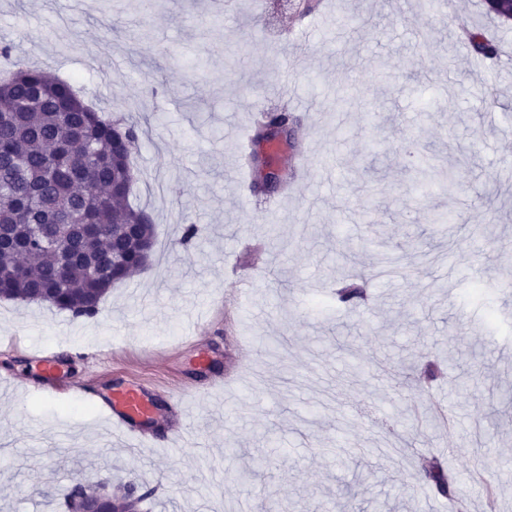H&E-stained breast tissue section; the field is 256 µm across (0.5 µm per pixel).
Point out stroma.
I'll return each mask as SVG.
<instances>
[{
	"label": "stroma",
	"mask_w": 512,
	"mask_h": 512,
	"mask_svg": "<svg viewBox=\"0 0 512 512\" xmlns=\"http://www.w3.org/2000/svg\"><path fill=\"white\" fill-rule=\"evenodd\" d=\"M205 2L0 0L17 60L145 129L131 202L157 224L153 263L96 318L0 302V512H59L73 476L106 473L150 490L147 512H487L490 497L512 512V63L456 49L472 28L512 45V25L484 0H447L442 19L432 0H236L220 22ZM275 109L295 145L282 188L257 193L232 136ZM427 157L455 170L447 192L416 187ZM440 210L454 223L434 224ZM191 222L200 239L175 245ZM343 272L367 279L365 306L337 304ZM46 351L52 398L4 386ZM439 354L456 360L429 389L386 373ZM220 380L221 398L203 395ZM128 385L156 403L158 442L173 393L198 390L197 449L118 445L80 397ZM259 447L264 467L238 480ZM421 454L462 510L425 485ZM423 472L429 482V485L441 496L449 499L459 498L457 483L454 478L448 474L444 464L439 460H429L423 468Z\"/></svg>",
	"instance_id": "obj_1"
}]
</instances>
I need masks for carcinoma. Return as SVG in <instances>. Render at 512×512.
Returning <instances> with one entry per match:
<instances>
[{"label": "carcinoma", "mask_w": 512, "mask_h": 512, "mask_svg": "<svg viewBox=\"0 0 512 512\" xmlns=\"http://www.w3.org/2000/svg\"><path fill=\"white\" fill-rule=\"evenodd\" d=\"M472 52L499 57L498 44L481 32L468 34ZM293 123L288 112H267L254 136L277 121ZM124 128L123 145L114 130ZM140 140L135 123L112 119V111L85 101L75 82L24 66L0 77V300L46 304L74 318H94L112 286L151 260L156 224L129 195L112 192L116 181L135 184L129 157ZM133 224L136 233H120ZM49 240L69 247L63 262ZM366 300L352 282L336 292V302L357 307ZM429 485L450 499L457 483L444 464L423 468ZM136 479L117 491L111 506L142 510L152 491L139 492ZM87 496L83 477L71 479L67 512H79Z\"/></svg>", "instance_id": "obj_1"}]
</instances>
